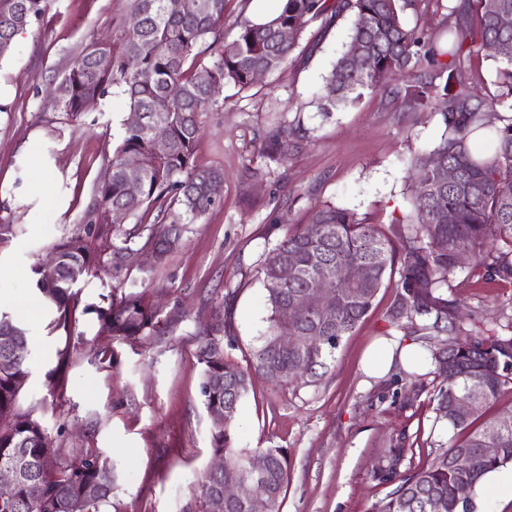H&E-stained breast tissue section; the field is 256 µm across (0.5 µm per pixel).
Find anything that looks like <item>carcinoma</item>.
Here are the masks:
<instances>
[{"instance_id": "obj_1", "label": "carcinoma", "mask_w": 512, "mask_h": 512, "mask_svg": "<svg viewBox=\"0 0 512 512\" xmlns=\"http://www.w3.org/2000/svg\"><path fill=\"white\" fill-rule=\"evenodd\" d=\"M228 2L179 0L173 11L170 0H129L127 14L112 22L105 35L92 39L52 88L66 124L81 119L85 100H100L114 87L122 90L129 112L139 114L140 122L125 124L121 143L104 155L112 179L94 188L83 231L52 245L54 276L46 279L41 263L34 264L37 297L66 309L78 282L120 272L137 238H145L142 247L162 262L180 242L185 226L220 204L210 185L224 180L223 170L196 163L204 119L218 110L214 88H254L255 75L281 70L313 24L327 30L348 15V40L315 98L319 110L353 106L394 81L393 94L404 111L439 114L445 133L433 150L410 162L415 170L411 220L385 228L348 209L326 205L312 211L307 223L286 231L258 269L264 281L281 278V288L267 291L268 328L247 367L226 356L224 346L234 345L228 321L201 332L196 356L202 366L203 405L208 412L227 405L239 411L253 370L275 384H305L318 376L341 339L369 313L398 261L400 284L389 323L407 327L422 339L421 362L433 367L440 379L435 394L439 419L453 432L448 448L471 453L467 479L478 487L488 474L512 464V422L499 423L498 414L486 416L487 407L512 389V336L463 321L456 314L459 303L443 298V290L456 274L460 249L490 274L512 278V116L502 115L512 111V26L504 29L498 21L500 15L512 14V0H456L448 6L446 41L404 26V12L418 0H281L277 16L263 24L244 16L252 0H238L241 17L229 40L224 35ZM49 5L50 0H0V58L12 52L18 34L45 17ZM475 13L481 30L478 44L471 37ZM283 30L292 31L293 37L283 38ZM489 44L497 46L489 54L497 63V94L490 98L465 79L461 68L463 60ZM159 131L168 143L162 152L155 142ZM478 132L486 133L483 149L472 141ZM310 144L308 130L297 119L266 133L259 152L279 164ZM439 163L458 172L456 185L439 183ZM132 165L140 179L133 205L127 192ZM110 210L134 219L133 227L109 223ZM102 237V245L94 246ZM289 264L294 270L284 277ZM350 265H364L370 272L369 281L353 296L340 278V269ZM320 281L338 293V306L326 315L307 312L292 323L283 320L286 304ZM107 319L114 336H141L151 325L144 310L123 302L112 303ZM292 334L313 336L316 343L302 355L269 347L275 337ZM298 362L305 367L299 376L293 374ZM450 364L459 368L454 380L448 376ZM30 376L26 332L11 315L0 313V470L20 456L28 462L27 480L11 500L0 502V512H104L115 481L112 465L90 454L80 469L51 468L56 450L45 427L17 406ZM454 391H470L477 399L475 412L465 421L443 410ZM234 422L232 417L212 427L210 448L213 455L224 457V473L204 472L200 512H208L210 499L223 492L224 479L251 477L250 460L256 454L268 460L264 481L272 493L269 512H282L289 482L287 453L237 447ZM482 448L500 452L487 459ZM408 452L403 445L391 448L372 466L373 478L390 487L374 512H424L431 499L440 504V512H476L473 504L456 503L454 491L462 476L451 469L448 452L420 467L406 464ZM32 483L43 487V497H30Z\"/></svg>"}]
</instances>
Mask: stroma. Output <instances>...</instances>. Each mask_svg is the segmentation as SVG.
<instances>
[{"instance_id":"1","label":"stroma","mask_w":512,"mask_h":512,"mask_svg":"<svg viewBox=\"0 0 512 512\" xmlns=\"http://www.w3.org/2000/svg\"><path fill=\"white\" fill-rule=\"evenodd\" d=\"M127 6L51 0L44 21L0 59L2 313L33 303V265L78 230L103 175L102 154L122 140L128 112L119 89L70 125L60 123L45 91ZM348 26L345 17L325 31L312 26L287 67L251 90L225 87L224 107L209 114L197 154L200 166L224 171L221 203L189 225L162 265L142 258L119 276L82 281L66 316L44 305L21 321L31 377L18 407L45 426L58 450L54 466L88 452L107 458L116 476L107 512H198V481L213 461L198 332L223 314L222 298L233 292L236 344L228 355L245 365L268 326L257 270L289 225L305 223L323 205L383 226L411 211L409 161L437 144L442 119L403 111L383 92L319 112L313 94ZM297 117L313 144L283 164H267L258 155L263 135ZM249 161L256 175L245 173ZM397 285L386 281L316 383L276 385L252 374L235 420L237 445L287 452L282 512H372L388 488L373 480L371 467L400 437H408L416 465L447 446L452 433L435 420L434 375L413 381L404 371L364 372L367 353L414 340L387 321ZM444 295L487 326L512 325V280L489 279L475 262L457 271ZM116 301L152 314V334L112 335L103 314Z\"/></svg>"}]
</instances>
